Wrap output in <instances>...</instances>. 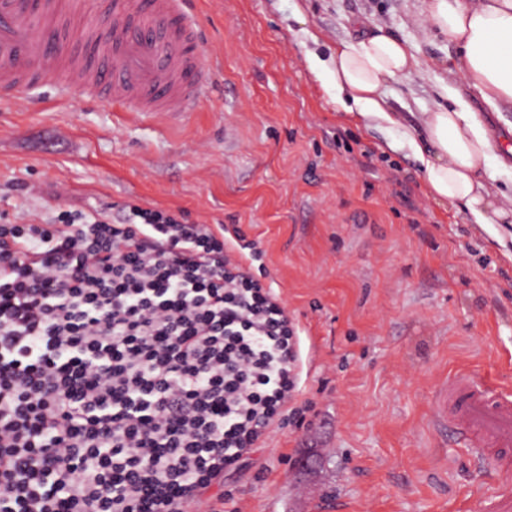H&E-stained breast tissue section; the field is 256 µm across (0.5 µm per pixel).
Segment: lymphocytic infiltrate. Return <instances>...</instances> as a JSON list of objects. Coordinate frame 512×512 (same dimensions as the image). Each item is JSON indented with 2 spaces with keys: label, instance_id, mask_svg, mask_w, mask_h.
<instances>
[{
  "label": "lymphocytic infiltrate",
  "instance_id": "lymphocytic-infiltrate-1",
  "mask_svg": "<svg viewBox=\"0 0 512 512\" xmlns=\"http://www.w3.org/2000/svg\"><path fill=\"white\" fill-rule=\"evenodd\" d=\"M0 216V512H240L227 476L304 428L301 330L220 224Z\"/></svg>",
  "mask_w": 512,
  "mask_h": 512
}]
</instances>
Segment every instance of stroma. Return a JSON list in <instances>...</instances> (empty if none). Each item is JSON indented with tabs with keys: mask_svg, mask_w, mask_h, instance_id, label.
Wrapping results in <instances>:
<instances>
[{
	"mask_svg": "<svg viewBox=\"0 0 512 512\" xmlns=\"http://www.w3.org/2000/svg\"><path fill=\"white\" fill-rule=\"evenodd\" d=\"M426 0H191L206 85L196 112L139 118L106 101L0 108V215L126 203L238 227L310 352L309 428L272 433L231 476L241 512H473L502 481L432 426L459 370L512 389V258L424 192L398 133L364 128L310 73L338 40L383 27L421 62L388 89L401 112L446 103L455 47Z\"/></svg>",
	"mask_w": 512,
	"mask_h": 512,
	"instance_id": "obj_1",
	"label": "stroma"
}]
</instances>
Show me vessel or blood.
I'll use <instances>...</instances> for the list:
<instances>
[{
    "mask_svg": "<svg viewBox=\"0 0 512 512\" xmlns=\"http://www.w3.org/2000/svg\"><path fill=\"white\" fill-rule=\"evenodd\" d=\"M98 0H0V96L25 100L52 81L61 95L111 102L151 117L182 116L200 107L202 40L190 0H112V22L82 29L70 47L77 17ZM50 31L44 39L42 31ZM434 421L498 468H512V391L477 372L442 382Z\"/></svg>",
    "mask_w": 512,
    "mask_h": 512,
    "instance_id": "obj_1",
    "label": "vessel or blood"
}]
</instances>
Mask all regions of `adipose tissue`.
I'll use <instances>...</instances> for the list:
<instances>
[{
    "mask_svg": "<svg viewBox=\"0 0 512 512\" xmlns=\"http://www.w3.org/2000/svg\"><path fill=\"white\" fill-rule=\"evenodd\" d=\"M427 14L455 45L449 73L491 111L512 104V0H428ZM307 65L317 80H330L337 95L348 97L364 125L400 130L429 197L466 213L469 223L512 225V197L487 182L492 160L512 155V144L492 140L458 89L449 88L447 104L423 113L416 127L390 107L389 85L420 66L407 41L379 28L337 41L329 60L308 55Z\"/></svg>",
    "mask_w": 512,
    "mask_h": 512,
    "instance_id": "ef3b65f1",
    "label": "adipose tissue"
}]
</instances>
